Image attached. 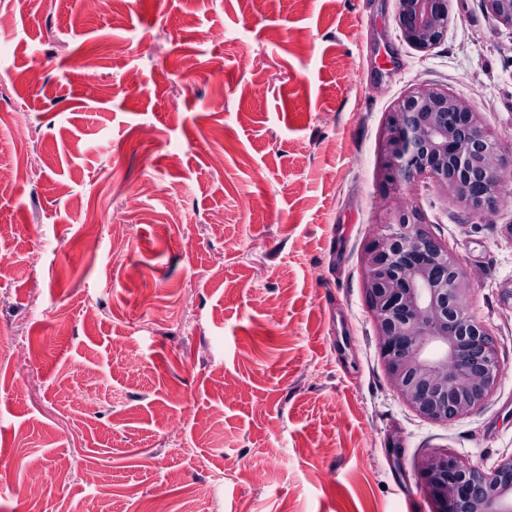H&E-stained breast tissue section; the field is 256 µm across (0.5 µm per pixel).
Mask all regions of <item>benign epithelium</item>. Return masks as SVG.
Instances as JSON below:
<instances>
[{
	"instance_id": "obj_1",
	"label": "benign epithelium",
	"mask_w": 512,
	"mask_h": 512,
	"mask_svg": "<svg viewBox=\"0 0 512 512\" xmlns=\"http://www.w3.org/2000/svg\"><path fill=\"white\" fill-rule=\"evenodd\" d=\"M405 40L429 51L447 36L450 0H397ZM512 26V0H483ZM381 168L393 183L426 176L476 215L512 194V157L469 101L434 85L399 100L381 133ZM390 221L370 240L362 265L367 306L390 386L422 418L448 423L482 407L501 363L483 324L468 310L469 282L456 256L422 214L393 197ZM432 512H512V454L485 470L449 452L421 463Z\"/></svg>"
}]
</instances>
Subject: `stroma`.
Here are the masks:
<instances>
[{"instance_id":"35a3bbf8","label":"stroma","mask_w":512,"mask_h":512,"mask_svg":"<svg viewBox=\"0 0 512 512\" xmlns=\"http://www.w3.org/2000/svg\"><path fill=\"white\" fill-rule=\"evenodd\" d=\"M449 12L422 52L396 0H0V512H430L426 456L512 452V197L402 188L502 364L471 415L401 400L365 299L394 104L440 85L512 148V27Z\"/></svg>"}]
</instances>
